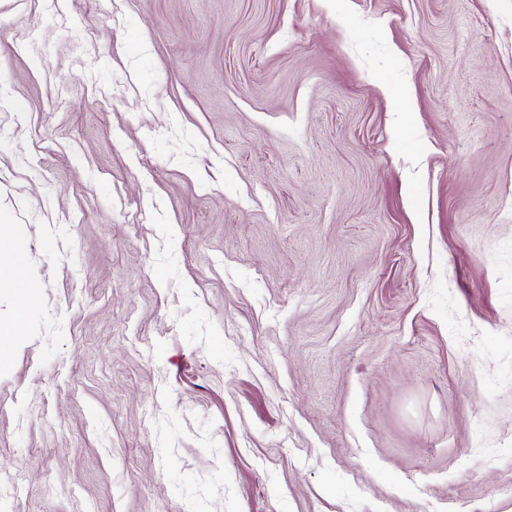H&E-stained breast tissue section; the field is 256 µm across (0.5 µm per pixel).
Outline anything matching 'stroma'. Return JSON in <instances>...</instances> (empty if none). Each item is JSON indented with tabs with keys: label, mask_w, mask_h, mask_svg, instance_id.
Returning <instances> with one entry per match:
<instances>
[{
	"label": "stroma",
	"mask_w": 512,
	"mask_h": 512,
	"mask_svg": "<svg viewBox=\"0 0 512 512\" xmlns=\"http://www.w3.org/2000/svg\"><path fill=\"white\" fill-rule=\"evenodd\" d=\"M0 512H512V0H0ZM23 267L24 255L21 253H13L4 261H0V286L12 288L17 299L13 322L1 326V333L5 336H16L21 333L26 313L33 301L35 286L22 280Z\"/></svg>",
	"instance_id": "obj_1"
}]
</instances>
